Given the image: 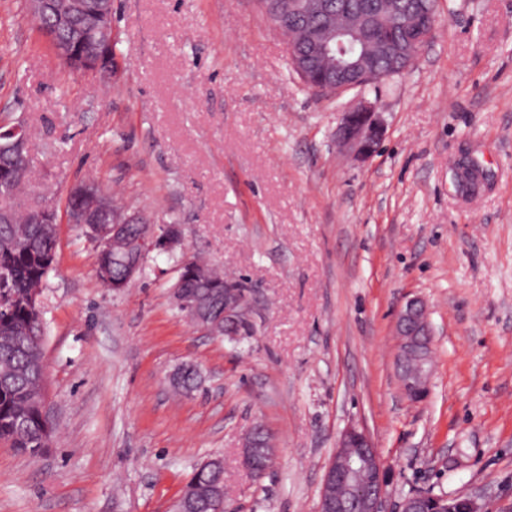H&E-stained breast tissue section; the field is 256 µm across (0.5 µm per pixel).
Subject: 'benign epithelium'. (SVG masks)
<instances>
[{
	"label": "benign epithelium",
	"mask_w": 512,
	"mask_h": 512,
	"mask_svg": "<svg viewBox=\"0 0 512 512\" xmlns=\"http://www.w3.org/2000/svg\"><path fill=\"white\" fill-rule=\"evenodd\" d=\"M29 15L38 17L53 7L59 19L67 21L79 3L64 0L53 4L51 0H26ZM399 14L404 19L408 32L414 34L409 41L410 62L417 59L420 47L427 44L435 31L430 23V13L421 2L409 8L400 6L394 0H381L373 11L377 19ZM349 12L336 26V35L344 40L332 41L320 35H307L309 51L298 61V70L312 73L322 86H327L328 77L320 74L317 61L320 58L336 57L331 68L334 84L343 91L364 87L362 81L371 77L366 64L370 57L367 28ZM79 55L91 62L83 68L104 81L112 79V55L99 56L100 48L82 44ZM17 135L12 143L15 153L27 160L29 138L21 132L20 126L12 127ZM385 132L384 123L374 105L366 100L350 106L342 113L336 128V140L341 148L356 160L365 162L377 151ZM69 196L78 199L79 204L67 208V223L90 229L92 239L102 246L101 259L96 265L101 282L114 292L128 287L142 270L147 251L157 250L172 253L182 246V229L177 224L160 228L142 221L137 211H119L112 217V223L102 224V215L112 209V197L98 182L89 179L70 188ZM29 219L38 224L58 223L57 211L49 200L37 202L26 208ZM123 245L124 258L110 260L107 253L112 246ZM191 276L208 284L203 295H195L184 287L185 278L178 276L172 289L174 305L188 313L193 326L208 335L235 336L234 329L251 322L252 312L249 296L237 288L220 287L210 279L203 267L191 269ZM397 335L400 337L398 362L406 368L400 383L403 394L412 401H419L428 392V365L432 356L430 324L424 304L419 299H409L400 308L396 319ZM266 449V459H275L272 434L263 426L254 427L243 442L242 464L256 479L262 478L270 465L258 457L256 449ZM387 484L385 471L377 448L371 436L363 429L349 426L340 434L336 451L329 461L321 485L317 512H386ZM398 512H428L425 493L416 491L404 497ZM448 512H489L467 495L448 498Z\"/></svg>",
	"instance_id": "benign-epithelium-1"
}]
</instances>
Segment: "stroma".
Masks as SVG:
<instances>
[{"instance_id": "35a3bbf8", "label": "stroma", "mask_w": 512, "mask_h": 512, "mask_svg": "<svg viewBox=\"0 0 512 512\" xmlns=\"http://www.w3.org/2000/svg\"><path fill=\"white\" fill-rule=\"evenodd\" d=\"M438 11L408 72L330 100L252 0H112L106 83L63 64L25 0H0V121L27 130L33 193L62 215L93 178L183 233L115 292L96 243L60 223L42 293L55 432L35 455L0 443V512H170L216 455L227 512H316L351 425L374 441L389 507L422 489L512 512V0ZM362 97L385 124L363 163L335 139ZM194 254L250 289L251 335H205L173 305ZM410 298L433 341L418 402L396 366ZM187 362L201 381L178 395ZM259 423L276 459L257 481L241 444Z\"/></svg>"}]
</instances>
